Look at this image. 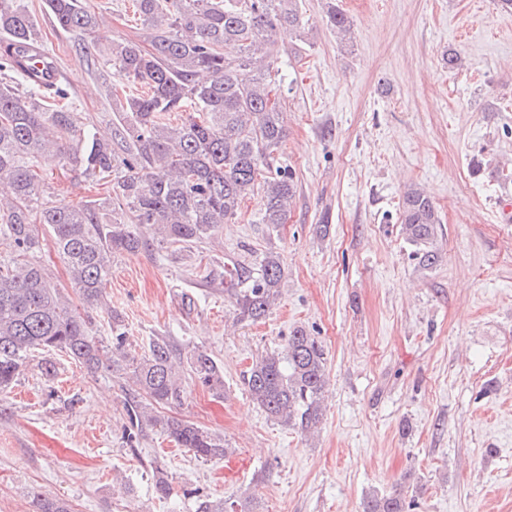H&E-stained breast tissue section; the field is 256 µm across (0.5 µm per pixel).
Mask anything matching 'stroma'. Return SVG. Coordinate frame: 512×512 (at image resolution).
Returning a JSON list of instances; mask_svg holds the SVG:
<instances>
[{
    "instance_id": "stroma-1",
    "label": "stroma",
    "mask_w": 512,
    "mask_h": 512,
    "mask_svg": "<svg viewBox=\"0 0 512 512\" xmlns=\"http://www.w3.org/2000/svg\"><path fill=\"white\" fill-rule=\"evenodd\" d=\"M55 54L78 128L111 136L113 42H143L132 0H93L99 24L84 39L62 30L42 0H23ZM327 0H300L306 41L278 39L287 137L281 162L298 177L287 224L255 223L259 196L201 247L155 242L112 256L107 301L128 351L158 337L177 355L207 349L224 372L216 398L183 373L165 415L221 438L226 459L203 460L147 426L126 442L124 379L56 356L42 374L34 352L0 394V512H34L40 493L71 512H195L200 496L250 493L257 512H362L372 495L402 493L409 512H512V13L495 0H336L349 40L326 23ZM465 61L449 71L443 58ZM482 161L473 173V161ZM44 198L105 194L82 170L43 162ZM425 188L442 220L443 259L408 257L396 222L408 186ZM328 222L326 237L316 227ZM273 250L284 277L266 317L240 322L224 298V263ZM318 336L328 386L317 436L269 418L243 374L290 331ZM166 469L169 498L153 487Z\"/></svg>"
}]
</instances>
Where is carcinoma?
Masks as SVG:
<instances>
[{"mask_svg":"<svg viewBox=\"0 0 512 512\" xmlns=\"http://www.w3.org/2000/svg\"><path fill=\"white\" fill-rule=\"evenodd\" d=\"M58 26L77 39L98 24L92 0H45ZM147 25L142 46L112 45V78L142 91L115 103V131L101 138L72 126L61 102V85L48 95L28 77L25 46L37 41L21 0H0V236L13 255L0 260V392L11 388L36 350L60 353L90 370L106 366L129 371L125 410L127 441L139 442L143 425L160 426L181 448L199 459L224 457V441L195 423L155 414L181 400L183 387L170 343L157 338L149 352L129 357L119 315L108 308L105 284L112 254L134 255L145 248L141 229L160 242L185 248L210 238L236 217L245 198L261 194L259 224L286 223L298 180L278 161L286 137L284 113L271 78L283 30L304 40L299 0H135ZM327 24L352 35L348 16L328 3ZM178 113L180 122L170 120ZM68 160L86 175L112 176L102 199L44 201L41 160ZM397 221L410 248L409 259L424 271L441 260V219L425 191H404ZM67 265L73 287L89 308H107L112 338L107 345L90 334V322L70 306L46 269L32 261L45 237ZM282 260L267 251L258 266L239 260L224 264V293L237 319L266 316L280 295ZM189 365L197 382L224 395L216 360L196 347ZM324 346L303 327L284 347L254 360L243 381L251 400L268 417L306 436L317 432L327 386ZM154 491L171 494L161 469ZM36 512H70L65 502L34 496ZM196 512H256L245 497L230 503L200 498ZM363 512H406L401 495L370 496Z\"/></svg>","mask_w":512,"mask_h":512,"instance_id":"obj_1","label":"carcinoma"}]
</instances>
